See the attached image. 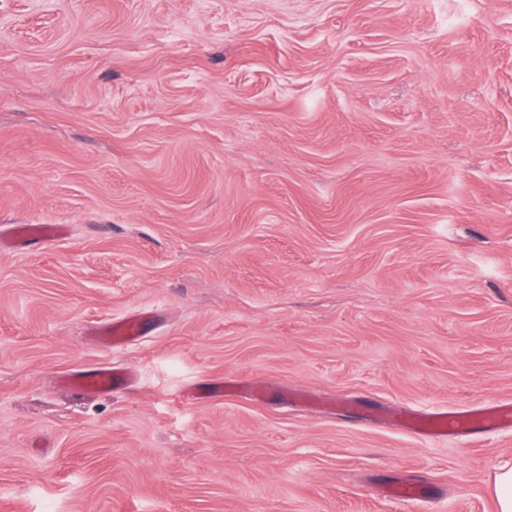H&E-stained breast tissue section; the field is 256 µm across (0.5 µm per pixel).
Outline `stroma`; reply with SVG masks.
Masks as SVG:
<instances>
[{"label": "stroma", "instance_id": "stroma-1", "mask_svg": "<svg viewBox=\"0 0 512 512\" xmlns=\"http://www.w3.org/2000/svg\"><path fill=\"white\" fill-rule=\"evenodd\" d=\"M12 224L0 512H495L512 433L376 416L512 400V0H0ZM61 233V228L53 224L29 225L16 227V234L22 239L34 242L51 241ZM138 329V322L130 318L111 324L102 340L108 345L120 346L138 335ZM133 377L134 373L129 368L116 371L108 366H99L69 374L63 378V382L80 393H111L129 384ZM426 492V487L418 480L401 481L387 489L389 496L409 502L421 501L425 497Z\"/></svg>", "mask_w": 512, "mask_h": 512}]
</instances>
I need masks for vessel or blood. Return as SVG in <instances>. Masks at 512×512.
Returning a JSON list of instances; mask_svg holds the SVG:
<instances>
[{
  "label": "vessel or blood",
  "mask_w": 512,
  "mask_h": 512,
  "mask_svg": "<svg viewBox=\"0 0 512 512\" xmlns=\"http://www.w3.org/2000/svg\"><path fill=\"white\" fill-rule=\"evenodd\" d=\"M60 232V227L53 224H22L16 228L19 237L32 242L52 240ZM138 329L137 321L131 318L111 324L103 341L113 346L123 345L137 335ZM133 377V371L128 368L116 371L108 366H99L67 375L64 382L80 393L90 391L110 393L129 384ZM379 418L413 434L429 438L490 430L510 432L512 431V403L477 404L464 409L435 410L423 414L385 410L380 412ZM426 492L424 484L417 480L401 481L387 490L389 496L409 502L421 501Z\"/></svg>",
  "instance_id": "b4317fda"
}]
</instances>
